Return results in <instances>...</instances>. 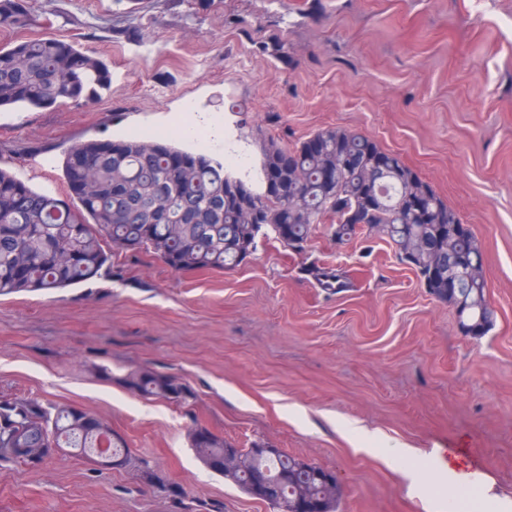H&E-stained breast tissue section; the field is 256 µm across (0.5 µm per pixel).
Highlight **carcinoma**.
Segmentation results:
<instances>
[{"label": "carcinoma", "instance_id": "1", "mask_svg": "<svg viewBox=\"0 0 512 512\" xmlns=\"http://www.w3.org/2000/svg\"><path fill=\"white\" fill-rule=\"evenodd\" d=\"M36 20L31 0H0V24L27 28ZM112 74L99 57L54 37L0 47V110L47 109L79 102L109 88ZM292 147L272 138L256 140L261 185L224 169V159L137 135L74 144L63 161L68 195L41 192L0 167V294L53 291L98 278L112 268V255L152 253L176 271L224 270L253 256L260 243L275 239L302 251L317 224H341L347 237H378L394 245L429 294L451 306L457 322L474 338L492 326L486 280L453 272L450 255L480 253L474 235L462 237L453 210L398 156L371 139L342 128L313 135ZM432 260L423 261V240ZM322 287L340 293L351 287L341 271L316 270ZM145 398L178 402L190 397L178 377L152 368L123 376ZM82 411L49 409L35 399L0 400V460L36 466L55 448L88 452L102 443L116 468L141 469L122 436L104 420L109 438L87 434ZM196 457L211 472L241 490L256 473L280 488L267 502L271 512H295L298 503L319 502L337 512L342 491L318 479L322 468L292 455L255 456L210 430L189 433ZM145 477L165 486L181 503L184 490L154 470Z\"/></svg>", "mask_w": 512, "mask_h": 512}]
</instances>
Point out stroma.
Segmentation results:
<instances>
[{"instance_id":"obj_1","label":"stroma","mask_w":512,"mask_h":512,"mask_svg":"<svg viewBox=\"0 0 512 512\" xmlns=\"http://www.w3.org/2000/svg\"><path fill=\"white\" fill-rule=\"evenodd\" d=\"M0 45L55 37L104 59L99 96L0 112V166L65 195L66 151L217 114L256 156L254 133L290 145L321 129L367 136L427 182L472 229L493 325L466 335L394 247L336 240L318 225L304 252L278 241L229 270L177 272L117 256L114 273L54 291L0 295V399L91 413L183 504L137 473L77 456L0 462V512H269L195 457L200 424L239 448L262 443L336 474L338 512H424L354 423L427 452L440 493L473 489L469 512H512V0H49ZM281 42L286 58L270 48ZM195 112H186L187 103ZM352 286L321 287L319 268ZM148 366L182 379L193 412L121 381Z\"/></svg>"}]
</instances>
